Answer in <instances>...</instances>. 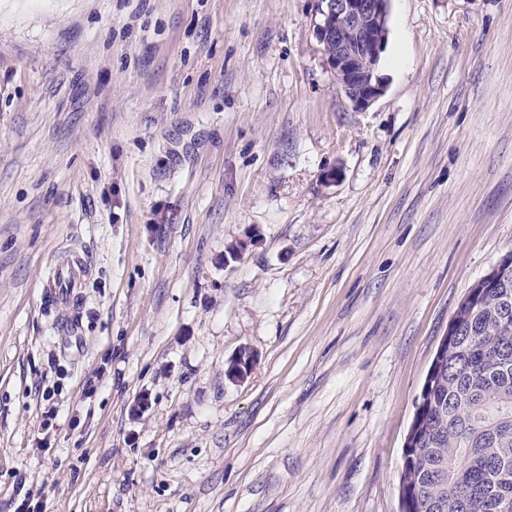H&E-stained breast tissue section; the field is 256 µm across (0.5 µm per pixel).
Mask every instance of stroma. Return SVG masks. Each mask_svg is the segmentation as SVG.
<instances>
[{"label": "stroma", "mask_w": 512, "mask_h": 512, "mask_svg": "<svg viewBox=\"0 0 512 512\" xmlns=\"http://www.w3.org/2000/svg\"><path fill=\"white\" fill-rule=\"evenodd\" d=\"M315 16L0 0V512L21 482L47 512H398L439 341L512 249V0H390L364 110ZM88 266L85 257H73L58 265L52 278L43 287L46 300L55 304L68 303L82 288Z\"/></svg>", "instance_id": "stroma-1"}]
</instances>
